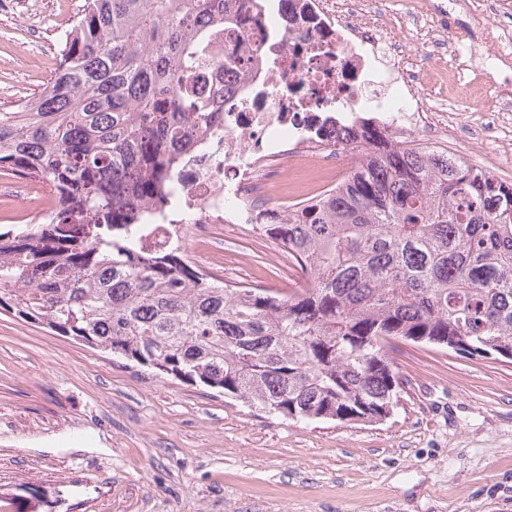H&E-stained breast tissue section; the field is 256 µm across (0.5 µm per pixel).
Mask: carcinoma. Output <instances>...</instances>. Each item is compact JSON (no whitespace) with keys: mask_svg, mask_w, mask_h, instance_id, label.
<instances>
[{"mask_svg":"<svg viewBox=\"0 0 512 512\" xmlns=\"http://www.w3.org/2000/svg\"><path fill=\"white\" fill-rule=\"evenodd\" d=\"M231 0H87L50 82L0 112V172L51 213L0 230V310L291 420L376 423L404 341L512 354V183L405 144L331 197L260 224L308 286L231 287L146 243L153 205L184 216L181 159L222 119L200 62Z\"/></svg>","mask_w":512,"mask_h":512,"instance_id":"1","label":"carcinoma"}]
</instances>
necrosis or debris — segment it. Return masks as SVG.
<instances>
[{"label": "necrosis or debris", "mask_w": 512, "mask_h": 512, "mask_svg": "<svg viewBox=\"0 0 512 512\" xmlns=\"http://www.w3.org/2000/svg\"><path fill=\"white\" fill-rule=\"evenodd\" d=\"M448 7L412 0L397 16L385 0H240L236 28L204 67L224 118L176 172L192 223L285 222L345 182L354 144L447 136L448 113L430 104L420 73L442 66L464 34L449 26ZM473 9L490 20L485 54L502 58L512 14L501 0Z\"/></svg>", "instance_id": "4bbe7bcc"}]
</instances>
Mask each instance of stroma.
I'll return each instance as SVG.
<instances>
[{"mask_svg": "<svg viewBox=\"0 0 512 512\" xmlns=\"http://www.w3.org/2000/svg\"><path fill=\"white\" fill-rule=\"evenodd\" d=\"M86 0H0V111L40 91ZM462 124L493 87L424 77ZM185 258L288 290L282 249L189 224ZM384 421L297 422L0 312V512H512V361L402 346Z\"/></svg>", "mask_w": 512, "mask_h": 512, "instance_id": "1", "label": "stroma"}]
</instances>
